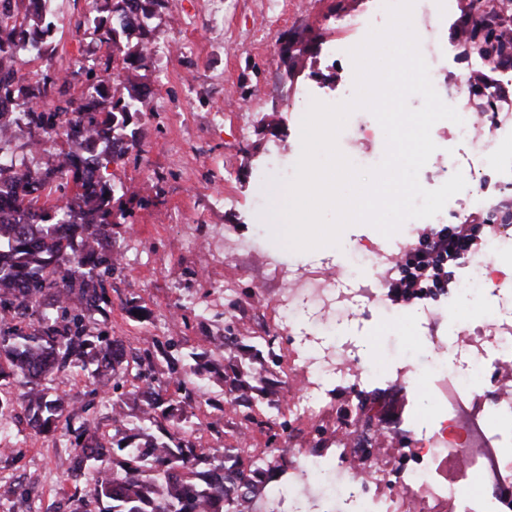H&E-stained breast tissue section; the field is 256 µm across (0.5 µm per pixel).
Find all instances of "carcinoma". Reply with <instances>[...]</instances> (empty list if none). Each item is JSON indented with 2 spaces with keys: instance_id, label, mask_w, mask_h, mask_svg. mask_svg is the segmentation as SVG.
I'll return each mask as SVG.
<instances>
[{
  "instance_id": "carcinoma-1",
  "label": "carcinoma",
  "mask_w": 512,
  "mask_h": 512,
  "mask_svg": "<svg viewBox=\"0 0 512 512\" xmlns=\"http://www.w3.org/2000/svg\"><path fill=\"white\" fill-rule=\"evenodd\" d=\"M164 0H138L140 41L134 45L114 27L127 14L128 0H91L84 31L112 46L113 69L127 95L110 89L105 77L85 71L88 88L68 92V79L46 72L35 83L20 74L12 54L16 41L41 33L44 48L57 26L52 9L37 12L24 0H0V99L22 108L24 125L11 141L27 134L19 149L63 140L68 149L48 152L24 168L0 167V190L25 186L11 207L0 208V441H8L6 415L25 405L37 432L59 427L74 448L67 478L74 485L65 512H273L272 500L288 475V449L282 446L288 423L270 399L273 390L255 364L275 350L258 342L229 365L231 387L219 400L206 396L201 377L214 360L208 353L182 351L174 336L151 349H133L119 336L91 329L112 314L111 281L121 274L120 254L112 250V200L123 185L103 175L109 165L141 149L135 119L142 112L138 73L148 68L154 50L150 21ZM208 301L197 318L224 325L225 312ZM93 367L96 384L117 394L119 422L134 424L140 442L122 438L116 446L98 444L85 416L88 406L64 404L54 386L64 377ZM219 412L209 423L224 432L230 411L266 431L268 453L253 470L239 467L233 448H206L193 441L190 413L200 403ZM170 427L158 420L157 409Z\"/></svg>"
}]
</instances>
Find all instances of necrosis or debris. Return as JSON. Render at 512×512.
Listing matches in <instances>:
<instances>
[{"label":"necrosis or debris","instance_id":"necrosis-or-debris-1","mask_svg":"<svg viewBox=\"0 0 512 512\" xmlns=\"http://www.w3.org/2000/svg\"><path fill=\"white\" fill-rule=\"evenodd\" d=\"M483 122L470 120L471 101L457 95L463 119L458 134L481 150L484 168L501 186L512 188V99L487 86ZM462 211L445 206L425 225L411 224L394 237L359 239L349 246L355 290L336 286L326 267H290L265 256L263 268L280 279L283 322L275 336L307 345L297 365L299 381L288 383L289 422H308L312 448L288 451V490L294 512H512V232L495 225L478 251L464 253L469 271L454 288H421L411 302L418 316L433 320L437 307L454 315L451 335L421 334L424 362L401 357L389 367L349 352L347 346L321 345L296 320L314 307L338 318L354 319L387 305L389 283L401 257L421 246L426 229L462 220ZM505 290L510 312L490 316V290ZM437 384L436 409L427 421L412 419L396 431L380 419L363 420L365 395L379 384ZM337 382L353 395L350 418L341 423L336 466H325L320 441L337 422L326 384Z\"/></svg>","mask_w":512,"mask_h":512}]
</instances>
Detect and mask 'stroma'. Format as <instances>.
Here are the masks:
<instances>
[{"label": "stroma", "instance_id": "1", "mask_svg": "<svg viewBox=\"0 0 512 512\" xmlns=\"http://www.w3.org/2000/svg\"><path fill=\"white\" fill-rule=\"evenodd\" d=\"M448 10L433 33L436 44L448 46L450 78L480 75L493 83L496 73L476 71L469 59L453 52L458 28L469 15V0H447ZM64 17L52 36L48 58L31 57L22 67L28 81L47 69L69 77L72 94L85 88L75 57L85 66H97L111 56L107 45L82 54L73 33L75 22L89 8V0H56ZM371 0H168L151 21V37L159 53L152 68L138 80L142 90L158 101L155 111L139 115L136 123L143 151L128 155L109 171L124 189L115 206L126 218L115 228L114 249L124 254L125 271L112 282L109 335L134 348H146L154 338L181 337L186 351L210 350V327L198 320L183 321L179 305L187 295H203L220 281L232 282L235 307L228 319L239 345L254 344V329L243 310L260 292L256 265L226 260L193 250L191 240L199 225L225 237L259 236L263 250L291 265L326 263L345 268L342 247L307 252L285 249L270 238L261 213L269 202L266 178L257 174L273 150L283 154L282 179H291L301 144V121L310 101L335 104L337 97L354 94V68L335 60L328 48L335 41L358 45L367 35L361 22ZM294 33L293 62L278 53L282 34ZM371 126L373 137L361 130ZM341 152L361 148L382 160L386 141L375 117L354 111L337 138ZM133 300L151 315L141 324L130 318L125 303ZM394 318L372 311L345 325L343 334L328 333L325 343L372 338L375 354L403 349L422 355L414 337L418 323L403 325L411 312L408 300L391 301ZM72 404L91 403L90 419L109 435L119 425L112 419V397L96 390L87 373L70 378L65 392ZM430 390L393 387L380 401L381 413L394 422L409 415H428ZM248 447L240 455L242 469H250L265 454L266 435L244 428L235 417L224 419V435L207 434L209 445L238 447L241 436ZM73 450L62 433L37 434L18 412L8 452L0 454V504L7 512H56L67 481ZM40 472L35 494H28V476Z\"/></svg>", "mask_w": 512, "mask_h": 512}]
</instances>
